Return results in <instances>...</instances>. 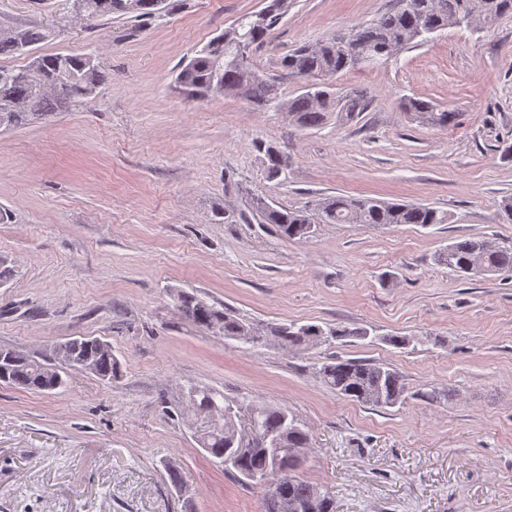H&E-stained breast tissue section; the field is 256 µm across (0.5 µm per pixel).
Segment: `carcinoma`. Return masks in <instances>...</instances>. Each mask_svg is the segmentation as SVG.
<instances>
[{"label": "carcinoma", "mask_w": 512, "mask_h": 512, "mask_svg": "<svg viewBox=\"0 0 512 512\" xmlns=\"http://www.w3.org/2000/svg\"><path fill=\"white\" fill-rule=\"evenodd\" d=\"M394 5L371 22L353 29H341L314 46L303 45L279 60V67L290 77L314 80L311 87L296 97L284 100L276 78L256 67L250 58H238L242 43L257 47L266 43L292 6V0H268L259 14H243L182 65L176 84L187 99H199L224 91L235 92L259 108H276L288 114L298 127L320 128L331 117L352 119L367 111L371 100L365 90L352 87L335 92L329 80L353 69L360 62L373 63L391 57L427 35L448 27L489 29L504 15L512 14V0H393ZM74 5L92 20L113 15L133 14L152 18L173 9L172 0H74ZM43 38L35 28L0 26V57L23 56L28 63L20 67L0 66V128L27 124L34 118L66 112L83 99L96 95L105 72L96 54L40 55L34 46ZM405 109L433 125L446 127L455 113L439 110L418 98L405 102ZM268 177L275 179L288 167V156L271 144L261 146ZM259 223L273 224L288 239H303L316 224H442L446 216L423 204H407L348 195L329 196L310 209H288L253 198ZM437 262L454 272L469 274L512 273V246H503L486 236L465 237L448 244L438 253ZM180 315L197 327L219 332L224 337L258 344L274 340L285 350L311 347L310 337L319 336L320 345H332L347 338L364 340L366 327L318 325L294 322L274 323L263 328L249 319L184 291L175 294ZM59 359L42 361L12 350L0 349V381L28 390L50 392L64 386L61 370L81 368L90 361L92 373L112 381L120 362L111 346L96 337H78L64 342ZM314 375L336 394L376 407L401 403L406 384L396 370L383 364L357 359L334 358L314 368ZM186 409L217 423L199 436L201 448L219 460L227 471H234L243 482L279 481L277 495L265 496V512H289L288 505L304 507L302 512H336L332 498L302 479L287 463L290 449L307 448L310 434L296 416L281 407L249 402L238 405L250 416V425L261 436L251 448L233 446L237 431L235 417L224 393L191 386L187 389Z\"/></svg>", "instance_id": "obj_1"}]
</instances>
